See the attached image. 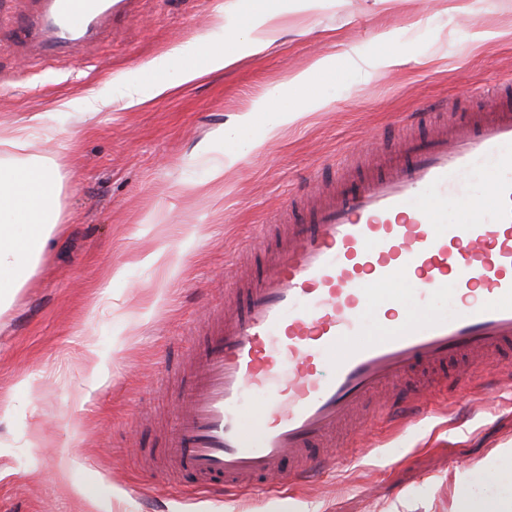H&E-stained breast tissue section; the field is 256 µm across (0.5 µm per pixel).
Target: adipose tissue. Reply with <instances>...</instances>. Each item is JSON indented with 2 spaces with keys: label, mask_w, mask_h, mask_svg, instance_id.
I'll return each mask as SVG.
<instances>
[{
  "label": "adipose tissue",
  "mask_w": 512,
  "mask_h": 512,
  "mask_svg": "<svg viewBox=\"0 0 512 512\" xmlns=\"http://www.w3.org/2000/svg\"><path fill=\"white\" fill-rule=\"evenodd\" d=\"M34 126L0 135V160L13 159L14 168L0 170V306H5L9 289L21 288L36 267L57 228L56 200L60 184L55 172L43 162L24 160ZM25 233H17V225Z\"/></svg>",
  "instance_id": "1"
}]
</instances>
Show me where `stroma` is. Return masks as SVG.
<instances>
[{
    "label": "stroma",
    "mask_w": 512,
    "mask_h": 512,
    "mask_svg": "<svg viewBox=\"0 0 512 512\" xmlns=\"http://www.w3.org/2000/svg\"><path fill=\"white\" fill-rule=\"evenodd\" d=\"M272 2L282 27L223 73L179 83L146 106L123 84L234 34ZM33 0H0V129L52 139L30 155L61 179L58 229L0 310V512H453L457 479L484 491L512 470V392L439 394L431 416L371 448L336 435L334 471L275 495L227 499L174 480L163 447L183 388L174 370L202 348L242 280L257 275L268 223L295 222V195L375 167L409 137H432L439 105L488 112L512 76V0H136L134 14L68 52L23 32ZM310 83L294 77L322 56ZM106 87L91 114L71 100ZM316 109L265 131L276 114ZM238 161L222 182L208 161Z\"/></svg>",
    "instance_id": "stroma-1"
}]
</instances>
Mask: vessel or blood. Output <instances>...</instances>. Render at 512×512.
Here are the masks:
<instances>
[{"mask_svg": "<svg viewBox=\"0 0 512 512\" xmlns=\"http://www.w3.org/2000/svg\"><path fill=\"white\" fill-rule=\"evenodd\" d=\"M40 2L28 26L57 50L106 28L133 0ZM495 99L490 118L458 116L355 191L334 192L264 261L209 332L178 403L163 453L184 482L228 497L309 483L338 461L328 439L361 423L383 387L394 390L379 413L391 430L430 414V373L451 391L512 388V77ZM414 279L423 288L406 293ZM450 296L455 314L429 311ZM364 313L377 334L358 341ZM252 392L263 397L256 430L244 422Z\"/></svg>", "mask_w": 512, "mask_h": 512, "instance_id": "b4317fda", "label": "vessel or blood"}]
</instances>
